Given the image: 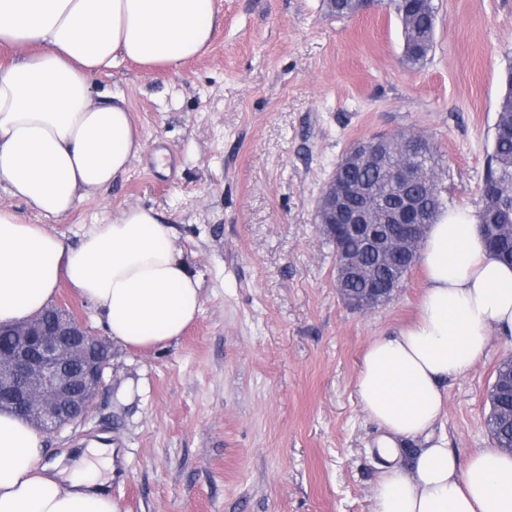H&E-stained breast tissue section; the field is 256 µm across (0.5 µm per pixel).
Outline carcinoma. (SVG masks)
Segmentation results:
<instances>
[{"label": "carcinoma", "mask_w": 512, "mask_h": 512, "mask_svg": "<svg viewBox=\"0 0 512 512\" xmlns=\"http://www.w3.org/2000/svg\"><path fill=\"white\" fill-rule=\"evenodd\" d=\"M402 24L407 39L408 62L417 65L428 55L433 45L436 8L433 0H390ZM403 136L384 138L381 156L366 163L347 161L354 154L349 148L340 160L345 168V179L366 183L386 196L388 201L397 197V183L406 167L423 173L425 180L414 182L416 192L422 198L428 211L429 222H434L444 208L442 191L437 178L436 147L427 141L428 154L419 163L401 143ZM477 224H512V66L509 67L507 88L500 100L491 149L487 154L486 166L481 185V205L475 214ZM357 258L359 267L385 281L396 274H405L414 265L418 255H408L404 251H391L383 254L366 252L359 241L347 242ZM492 252L503 263L512 265V237L501 236L495 242ZM493 409L488 418L489 432L493 445L512 442V397L497 390L493 393Z\"/></svg>", "instance_id": "carcinoma-1"}]
</instances>
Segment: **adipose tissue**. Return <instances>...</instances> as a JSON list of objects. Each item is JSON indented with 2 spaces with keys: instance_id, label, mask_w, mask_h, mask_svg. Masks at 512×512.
<instances>
[{
  "instance_id": "ef3b65f1",
  "label": "adipose tissue",
  "mask_w": 512,
  "mask_h": 512,
  "mask_svg": "<svg viewBox=\"0 0 512 512\" xmlns=\"http://www.w3.org/2000/svg\"><path fill=\"white\" fill-rule=\"evenodd\" d=\"M216 25L213 0H0V183L45 216L61 218L107 193L142 148L123 100L91 78L126 60L174 68L201 55ZM420 261L417 318L374 338L356 376L358 404L381 432L385 463L372 512H512V455L481 448L467 459L437 429L445 386L493 337L512 335V267L486 248L472 211L431 224ZM67 284L99 312L113 341L149 350L181 336L202 284L153 210L130 207L78 244L0 207V325L40 313ZM423 440L409 464L399 445ZM44 437L0 411V512H119L103 488L112 451L89 448L72 474L40 467Z\"/></svg>"
}]
</instances>
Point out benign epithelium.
Returning <instances> with one entry per match:
<instances>
[{"instance_id":"benign-epithelium-1","label":"benign epithelium","mask_w":512,"mask_h":512,"mask_svg":"<svg viewBox=\"0 0 512 512\" xmlns=\"http://www.w3.org/2000/svg\"><path fill=\"white\" fill-rule=\"evenodd\" d=\"M358 186L345 187L331 177L320 199L318 221L323 235L335 246L336 271L340 278L357 267L346 249L347 240L358 232L370 233L373 219L384 201L372 196L360 206L349 208L360 196ZM386 246L390 250L418 251L428 225L417 209L406 204L390 215ZM392 289L378 279L368 281L348 304L369 309L389 298ZM14 344L0 349V408L25 418L36 430L56 434L86 421L92 414L97 394L106 387L112 344L90 333L83 320L64 306L53 307L48 319L34 316L7 328Z\"/></svg>"}]
</instances>
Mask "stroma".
I'll return each instance as SVG.
<instances>
[{
	"instance_id": "35a3bbf8",
	"label": "stroma",
	"mask_w": 512,
	"mask_h": 512,
	"mask_svg": "<svg viewBox=\"0 0 512 512\" xmlns=\"http://www.w3.org/2000/svg\"><path fill=\"white\" fill-rule=\"evenodd\" d=\"M433 48L402 61L394 10L332 17L325 0H214L209 49L173 69L123 62L93 78L124 98L143 149L100 198L44 219L0 188V206L78 241L128 206L154 209L189 270L201 311L169 345L114 346L92 416L45 438L65 468L111 444L120 512H371L382 461L355 379L370 341L417 312L413 266L370 310L336 288L318 198L355 142H434L446 205L477 210L512 65V0H433ZM512 354L493 337L449 381L441 420L459 456L487 448V394Z\"/></svg>"
}]
</instances>
